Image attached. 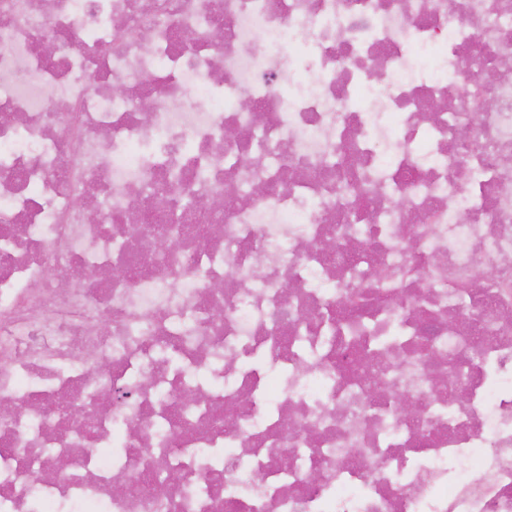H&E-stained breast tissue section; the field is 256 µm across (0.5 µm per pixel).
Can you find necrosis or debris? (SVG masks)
I'll use <instances>...</instances> for the list:
<instances>
[{
  "label": "necrosis or debris",
  "mask_w": 512,
  "mask_h": 512,
  "mask_svg": "<svg viewBox=\"0 0 512 512\" xmlns=\"http://www.w3.org/2000/svg\"><path fill=\"white\" fill-rule=\"evenodd\" d=\"M507 150L512 0H0V512H512Z\"/></svg>",
  "instance_id": "1"
}]
</instances>
